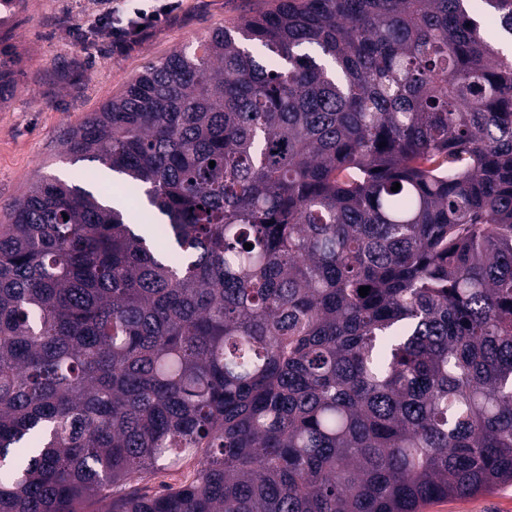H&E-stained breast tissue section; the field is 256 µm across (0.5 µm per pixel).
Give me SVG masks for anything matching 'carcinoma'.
<instances>
[{"instance_id":"cac0c4a2","label":"carcinoma","mask_w":512,"mask_h":512,"mask_svg":"<svg viewBox=\"0 0 512 512\" xmlns=\"http://www.w3.org/2000/svg\"><path fill=\"white\" fill-rule=\"evenodd\" d=\"M481 3L275 0L67 128L163 222L47 177L8 205L0 512L512 485V49L483 36L512 38V0ZM195 468L196 462L188 460L179 469L163 471L158 474L148 485L155 490H158L162 484L179 485L192 478Z\"/></svg>"}]
</instances>
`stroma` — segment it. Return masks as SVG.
I'll list each match as a JSON object with an SVG mask.
<instances>
[{"label": "stroma", "mask_w": 512, "mask_h": 512, "mask_svg": "<svg viewBox=\"0 0 512 512\" xmlns=\"http://www.w3.org/2000/svg\"><path fill=\"white\" fill-rule=\"evenodd\" d=\"M258 2L179 0L165 20L119 51L108 38L89 50L76 44L77 34L111 8V0H27L13 15L7 38L21 63L12 96L0 105V222L38 175L67 176L71 165L59 147L67 126L119 94L148 62L193 46ZM424 512H512V486L439 499Z\"/></svg>", "instance_id": "obj_1"}]
</instances>
